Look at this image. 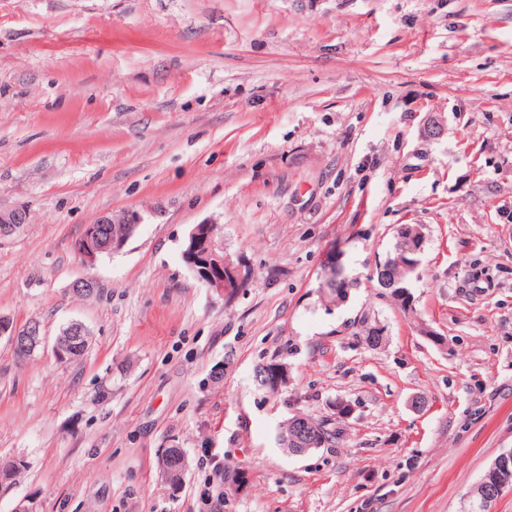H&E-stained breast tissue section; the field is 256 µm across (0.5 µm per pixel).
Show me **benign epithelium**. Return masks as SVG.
<instances>
[{
	"label": "benign epithelium",
	"instance_id": "7a95c632",
	"mask_svg": "<svg viewBox=\"0 0 512 512\" xmlns=\"http://www.w3.org/2000/svg\"><path fill=\"white\" fill-rule=\"evenodd\" d=\"M446 128L441 118L430 116L421 129L423 137L438 139L445 134ZM21 210L0 211V239L12 235L17 230ZM139 216L134 213L104 216L95 224L89 225L81 238L75 243V251L82 264L90 266L105 252H120L139 226ZM116 224L112 230L109 225ZM397 236L406 242L404 251L390 254L385 261L378 263L371 271V277L377 279L379 286L386 293L394 292L401 282L395 270L413 273L420 263L424 249L425 234L421 224H403L397 228ZM183 253L196 263V271L203 273L201 281L213 293L220 297L232 295L247 281L245 266L233 261L224 254V245L220 241L219 225L211 221H203L194 226L189 233ZM340 266L339 258L334 253L327 254L321 288L335 285L336 269ZM72 291L83 297H91L98 293L99 286L91 276L81 277L72 284ZM86 335V326L79 321H71L63 326L53 344L56 356L63 358L65 353L76 350L79 337ZM0 338L7 340L13 351L25 359L45 343L41 325L32 321L24 327H18L7 314H0ZM288 425L294 428V434L286 436L282 449L293 456H301L312 449L321 448L320 432L317 426L298 415ZM512 474V452L502 453L480 479L478 486L486 506H491L508 488V474Z\"/></svg>",
	"mask_w": 512,
	"mask_h": 512
}]
</instances>
